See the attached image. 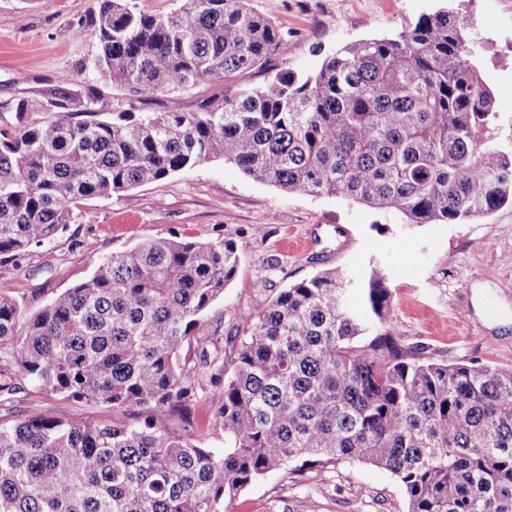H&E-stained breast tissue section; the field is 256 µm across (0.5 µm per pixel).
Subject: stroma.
I'll list each match as a JSON object with an SVG mask.
<instances>
[{
  "label": "stroma",
  "instance_id": "obj_1",
  "mask_svg": "<svg viewBox=\"0 0 512 512\" xmlns=\"http://www.w3.org/2000/svg\"><path fill=\"white\" fill-rule=\"evenodd\" d=\"M472 24L491 61L485 79L505 111L499 136L512 140V0H250L288 39L273 70L318 69L324 57L362 38L392 35L446 4ZM93 0H0V123L12 121L19 99L60 88L95 87L98 111H194L214 84L132 97L98 71L99 34L73 23ZM77 218L56 239L19 258L0 255V294L27 312L88 278L100 261L151 237L232 240L234 280L208 319L219 340L210 354L229 356L228 336L241 314L267 305L289 284L325 268L360 273L369 260L389 273L392 326L424 358L512 365V206L464 224H405L335 196L290 193L257 181L233 164L205 161L119 196L81 200ZM94 242L87 251L86 242ZM50 409L63 417L111 419L104 408L45 392L34 384L0 417ZM396 481L384 470L342 462L301 475L279 471L227 503V512H406Z\"/></svg>",
  "mask_w": 512,
  "mask_h": 512
}]
</instances>
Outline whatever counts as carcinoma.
Wrapping results in <instances>:
<instances>
[{"mask_svg":"<svg viewBox=\"0 0 512 512\" xmlns=\"http://www.w3.org/2000/svg\"><path fill=\"white\" fill-rule=\"evenodd\" d=\"M94 3L75 28L99 31L98 69L135 95L232 86L288 51L250 0H179L158 15L134 0ZM484 67L470 23L443 7L340 48L312 74L279 71L193 112L107 117L92 86L20 99L0 126V255L64 233L82 199L208 159L405 224L490 214L512 205V148ZM237 264L230 241L150 238L30 317L0 294L1 406L28 381L136 417L0 418V512H224L272 472L341 461L391 474L407 512H512V366L438 363L402 346L388 274L373 262L356 277L319 271L240 316L210 394L224 452L198 444L199 383L182 356L212 336L205 315Z\"/></svg>","mask_w":512,"mask_h":512,"instance_id":"obj_1","label":"carcinoma"}]
</instances>
